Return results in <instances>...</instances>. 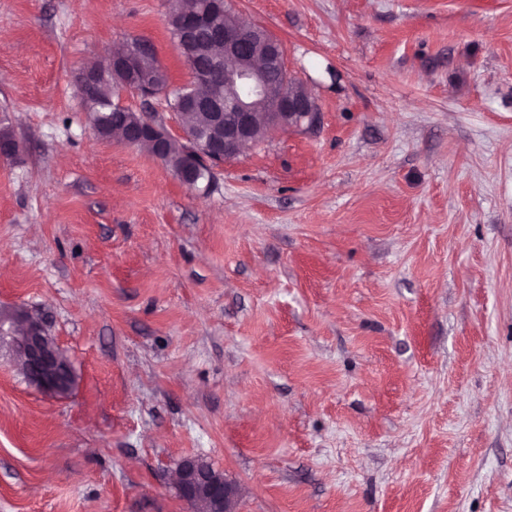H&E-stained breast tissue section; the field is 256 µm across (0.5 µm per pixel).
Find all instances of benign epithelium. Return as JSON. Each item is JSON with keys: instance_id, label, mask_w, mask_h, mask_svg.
<instances>
[{"instance_id": "obj_1", "label": "benign epithelium", "mask_w": 512, "mask_h": 512, "mask_svg": "<svg viewBox=\"0 0 512 512\" xmlns=\"http://www.w3.org/2000/svg\"><path fill=\"white\" fill-rule=\"evenodd\" d=\"M254 30L255 26L242 23L224 26L223 53L218 59L224 63V84H236L240 89L233 102L225 101L221 85L212 79L210 66L199 61L193 67L195 86L209 90L210 119L215 132L209 140H197L191 134L183 133L182 143L187 158L197 159L209 154H222L226 160L237 157L246 146L254 143L257 127L254 104L258 100L273 105V111L267 113V120L274 131H285L305 123L312 125L318 120L317 104L310 94L287 96L280 84L269 80V74L274 70L283 75L284 81L290 79L282 42L272 44L260 55L246 49ZM111 69L126 77V87L146 102L162 93L158 75L141 70L136 51L112 57ZM141 139L152 141L154 156L163 159L169 137L162 123L153 117L147 118L125 134L128 144ZM2 347L9 349L29 384L44 394H62L63 383L72 379L69 358L39 319L20 325L12 310L0 308ZM174 486L181 498L191 505H204L217 512H236L235 485L225 478H218L196 459H183L177 464Z\"/></svg>"}]
</instances>
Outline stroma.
Segmentation results:
<instances>
[{"instance_id":"obj_1","label":"stroma","mask_w":512,"mask_h":512,"mask_svg":"<svg viewBox=\"0 0 512 512\" xmlns=\"http://www.w3.org/2000/svg\"><path fill=\"white\" fill-rule=\"evenodd\" d=\"M315 125L184 185L97 137L77 88L169 0H0V306L74 385L0 350V512H512V0H228ZM7 347L25 379L42 393L57 396L72 379L69 358L41 319L19 325L11 309L0 308V348ZM174 486L183 500L193 505L212 506L214 512H236L237 489L225 477L219 479L199 460L183 459L174 471Z\"/></svg>"}]
</instances>
